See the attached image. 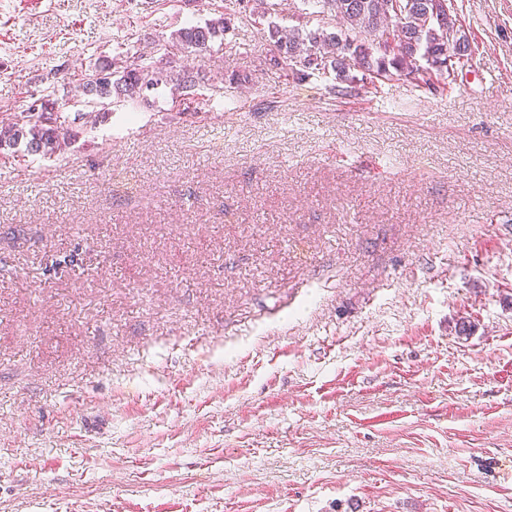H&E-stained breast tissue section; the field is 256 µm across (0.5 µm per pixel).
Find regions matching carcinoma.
Listing matches in <instances>:
<instances>
[{
    "instance_id": "1",
    "label": "carcinoma",
    "mask_w": 512,
    "mask_h": 512,
    "mask_svg": "<svg viewBox=\"0 0 512 512\" xmlns=\"http://www.w3.org/2000/svg\"><path fill=\"white\" fill-rule=\"evenodd\" d=\"M336 20L334 31L305 32L300 28L272 26L273 64L289 65L315 56V68L329 64L339 79L353 81L350 70L359 69L372 78L407 76L418 71L419 60L429 71L445 77L448 55L463 57L469 45L456 26L457 19L446 9L434 13L436 0H401L400 18L390 14L391 0H306ZM231 18L221 16L205 25L178 30L174 38L200 57L212 51L215 39L229 29ZM172 85V95H189L196 76L188 69L174 74L141 50L115 56L95 67L86 78L83 94L100 100L116 97L134 99L147 90ZM77 100L52 93L40 99L39 111L20 121L0 113V151L12 150L31 156L52 158L70 147L80 134L97 125L89 112L75 111Z\"/></svg>"
}]
</instances>
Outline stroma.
Instances as JSON below:
<instances>
[{
	"instance_id": "stroma-1",
	"label": "stroma",
	"mask_w": 512,
	"mask_h": 512,
	"mask_svg": "<svg viewBox=\"0 0 512 512\" xmlns=\"http://www.w3.org/2000/svg\"><path fill=\"white\" fill-rule=\"evenodd\" d=\"M456 19L446 88L346 89L271 61L302 0H0V113L198 74L0 153V512H512V0ZM230 25L231 18L220 16L205 23L204 26L193 25L182 28L174 34V38L183 46L193 48L199 57L204 58L206 54L212 51V43L215 39L223 36ZM129 54L115 56L96 66L94 73L84 82L83 94L96 96L100 100L114 96L121 102L122 98L133 100L146 90L172 83V96L177 99L190 95L189 91L196 86V76L191 70L181 69L175 77L171 71L159 66L160 61H154L151 53L137 49L132 55ZM114 77L117 78L112 80Z\"/></svg>"
}]
</instances>
